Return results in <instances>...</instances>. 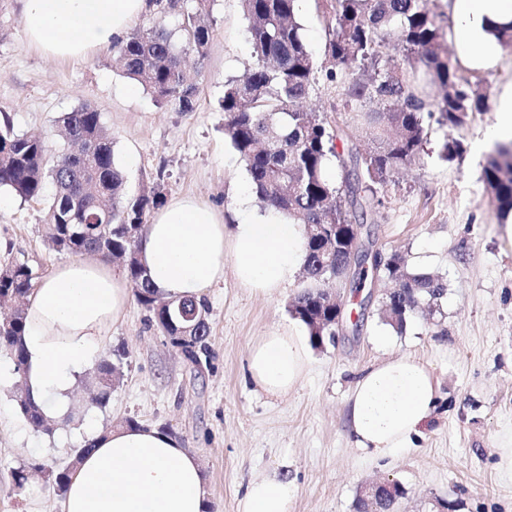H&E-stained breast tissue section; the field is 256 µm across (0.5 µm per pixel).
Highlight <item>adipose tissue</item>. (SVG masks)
Here are the masks:
<instances>
[{
  "instance_id": "obj_1",
  "label": "adipose tissue",
  "mask_w": 512,
  "mask_h": 512,
  "mask_svg": "<svg viewBox=\"0 0 512 512\" xmlns=\"http://www.w3.org/2000/svg\"><path fill=\"white\" fill-rule=\"evenodd\" d=\"M146 8V0H23V24L46 55L81 60L123 39ZM454 20L461 64L494 69L500 46L491 30L512 20V0H455ZM303 242L299 226L282 214L228 226L209 204L174 197L152 215L139 258L170 299L201 297L223 281L228 266L240 285L273 297L294 282ZM131 296L127 280L110 265L81 259L38 285L23 337V379L46 417L66 411L78 375L100 357L107 327ZM309 358L305 327L280 326L252 343L249 376L259 390L280 397L302 380ZM436 402L435 378L419 360L402 356L372 365L356 379L349 399L353 448L383 459L410 447ZM203 483L198 457L175 436L142 426L104 431L72 475L63 512H205ZM293 495V486L273 471L247 485L238 512H288Z\"/></svg>"
}]
</instances>
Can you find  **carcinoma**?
<instances>
[{"label":"carcinoma","mask_w":512,"mask_h":512,"mask_svg":"<svg viewBox=\"0 0 512 512\" xmlns=\"http://www.w3.org/2000/svg\"><path fill=\"white\" fill-rule=\"evenodd\" d=\"M153 21L114 44L124 76L149 93L154 102L176 112H193L213 37L205 17L214 0H150ZM250 22L253 64L239 78L224 82L219 107L224 112V137L239 157L262 208L280 212L301 227L305 238L304 285L289 312L307 328L311 342L322 347L328 330L319 316L336 318L324 305L331 286L342 282L340 267L349 263L350 248L364 224L367 209L381 204L390 176L421 159L430 122L441 127L464 126L475 112L489 108L487 93L457 83L454 65L444 46L446 25L430 0H330L326 19L324 59L318 61L298 16L299 0H241ZM402 58L387 55L390 44ZM343 87L342 108L361 118L371 148L338 151L339 130L301 103L310 96L318 76ZM58 135L72 145L76 138L95 142L89 158L78 149L50 156L46 139L17 132L10 121L0 125V189L26 201H45L43 237L58 253L75 257L98 251L99 226L109 232V259L122 263L135 300L151 313L150 323L161 332L186 333L195 349H183L197 366L211 358L208 345L209 305L189 300L197 309L187 321L177 308L159 300L138 257L139 242L149 215L161 208L165 195L143 190L131 195L116 164L113 139L101 113L79 106L59 120ZM341 168V184L331 182L330 160ZM483 179L492 190L499 215H512V142L499 143L486 158ZM69 189L83 193L79 219L68 218ZM348 196L350 206L342 204ZM0 306L29 296L34 274L25 263L0 268ZM379 280L395 284L392 297L381 303L379 322L403 333L414 313L426 306L440 311L447 294L445 280L409 264L397 251L382 255ZM27 312L16 310L7 329L0 330V347L10 351L15 369L25 367L22 338ZM126 351L109 352L97 366L95 401L106 402L112 385L123 377ZM20 413L36 429L48 430L36 401L22 394ZM71 466L51 471L57 495L67 492ZM403 492L399 483L373 505L380 512H397ZM355 500V512L371 507Z\"/></svg>","instance_id":"carcinoma-1"}]
</instances>
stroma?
I'll list each match as a JSON object with an SVG mask.
<instances>
[{
    "label": "stroma",
    "instance_id": "35a3bbf8",
    "mask_svg": "<svg viewBox=\"0 0 512 512\" xmlns=\"http://www.w3.org/2000/svg\"><path fill=\"white\" fill-rule=\"evenodd\" d=\"M213 39L198 104L192 112L160 108L125 78L112 50L83 61L46 56L29 42L20 0H0V123L20 132L52 135L58 118L87 104L97 109L114 139L117 164L129 193L160 187L166 197H192L221 209L225 224L241 208L259 215L250 178L224 138L218 101L227 79L252 62L248 21L241 0H216ZM461 83L498 97L512 82V47L500 50L492 71L457 67ZM341 91L319 82L307 105L337 122L345 143L363 146L362 130L338 105ZM497 121L495 111L475 113L462 128L432 126L419 163L393 174L382 206L369 212L364 239L373 250L404 252L414 266L443 275L441 313L415 315L400 334L380 324L384 284L340 289L345 330L338 342L311 351L304 380L287 395L271 397L247 372L251 343L291 323L289 305L299 286L273 298L239 286L232 270L207 289L213 356L196 370L152 326L148 312L130 303L106 331L103 347H124V375L104 406L93 404L94 368L72 391L70 410L34 429L16 410L23 389L10 353L0 350V512H62L48 470L69 463L73 449L97 431L127 421L174 435L197 454L208 512H237L252 480L276 470L293 482L288 512H354L361 486L395 481L404 490L398 512H512V239L482 176L484 156L473 144ZM462 141V156L439 157L444 137ZM41 201L9 198L0 209V237L8 248L0 264L29 265L47 277L68 255L44 242ZM410 355L432 371L438 402L412 447L384 460L360 457L347 431L348 400L365 368ZM39 461L17 490L14 469Z\"/></svg>",
    "mask_w": 512,
    "mask_h": 512
}]
</instances>
